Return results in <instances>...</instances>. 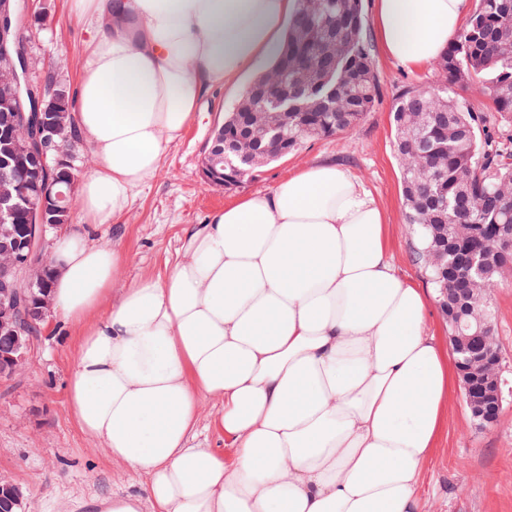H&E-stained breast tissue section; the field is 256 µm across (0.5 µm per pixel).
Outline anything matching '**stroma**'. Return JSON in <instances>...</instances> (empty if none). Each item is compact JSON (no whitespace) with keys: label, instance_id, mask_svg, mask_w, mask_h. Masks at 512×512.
Masks as SVG:
<instances>
[{"label":"stroma","instance_id":"1","mask_svg":"<svg viewBox=\"0 0 512 512\" xmlns=\"http://www.w3.org/2000/svg\"><path fill=\"white\" fill-rule=\"evenodd\" d=\"M48 5L47 22L24 33L38 61L30 79L39 83L50 69L66 83L78 85L89 25L71 13L69 0H49ZM368 42L381 86L375 111L356 129L309 142L239 187L211 185L200 173L210 133L239 95L234 82L209 88L181 140L166 149L157 175L138 189L119 224L94 233L98 240L121 243L118 287L146 275L165 274L183 255L186 225L206 223L224 205L266 191L298 168L331 161L356 175L386 212L397 270L424 288L428 331L440 344H447L448 325L415 258L416 237L405 219L391 124L400 88L430 85L434 67L408 71L386 57L376 37ZM489 302L496 310V334L512 367V275L494 286ZM72 334L70 326L51 320L37 335L25 368L10 379H0V482L22 488L23 512H33L37 504L50 512L55 503L121 493L131 485L130 477L80 431L69 414L66 381L75 358ZM418 495L424 512H512V402L505 404L493 429L481 431L469 418L460 386H453Z\"/></svg>","mask_w":512,"mask_h":512}]
</instances>
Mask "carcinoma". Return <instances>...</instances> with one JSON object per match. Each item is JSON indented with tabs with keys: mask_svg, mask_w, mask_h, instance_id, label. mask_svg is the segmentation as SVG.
Wrapping results in <instances>:
<instances>
[{
	"mask_svg": "<svg viewBox=\"0 0 512 512\" xmlns=\"http://www.w3.org/2000/svg\"><path fill=\"white\" fill-rule=\"evenodd\" d=\"M295 19L279 56L253 78L269 77L288 88V119L271 103L254 104L264 126L260 140L238 138L240 111L250 103L243 90L224 113V141L237 143L224 169L225 186L259 176L263 168L298 151L307 141L329 139L357 127L379 101V78L371 58L363 0H296ZM432 92L409 84L397 95L392 121L394 151L401 164L407 223L418 235V259L436 291L456 288L477 315L492 322L484 295L458 284L456 256L493 246L500 224H512V138L494 139L490 128L512 122V0H477L457 39L435 61ZM483 85L486 102L477 109L455 87ZM44 97H56L73 111L74 92L56 77L45 79ZM31 130L22 118L0 125V157L9 154L4 137L22 140ZM27 159L12 156L0 176L16 177L22 198L36 193L26 174ZM512 273L505 251L478 284Z\"/></svg>",
	"mask_w": 512,
	"mask_h": 512,
	"instance_id": "carcinoma-1",
	"label": "carcinoma"
}]
</instances>
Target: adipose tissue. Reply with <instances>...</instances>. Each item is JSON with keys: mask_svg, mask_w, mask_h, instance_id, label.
Segmentation results:
<instances>
[{"mask_svg": "<svg viewBox=\"0 0 512 512\" xmlns=\"http://www.w3.org/2000/svg\"><path fill=\"white\" fill-rule=\"evenodd\" d=\"M88 20L73 114L95 168L50 248L53 314L76 332L69 413L135 492L89 512H421L417 487L455 366L397 271L361 180L304 166L185 230L162 277L113 294L117 224L207 84L274 57L295 0H70ZM470 0H376L383 52L414 70ZM234 450L195 445L204 401Z\"/></svg>", "mask_w": 512, "mask_h": 512, "instance_id": "obj_1", "label": "adipose tissue"}]
</instances>
